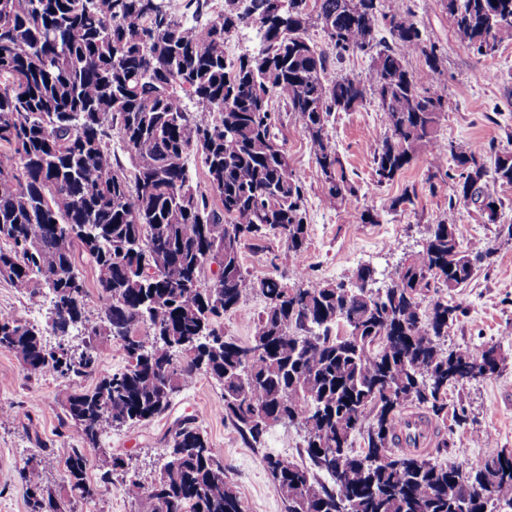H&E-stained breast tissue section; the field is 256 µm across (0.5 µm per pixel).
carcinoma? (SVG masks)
<instances>
[{"mask_svg":"<svg viewBox=\"0 0 512 512\" xmlns=\"http://www.w3.org/2000/svg\"><path fill=\"white\" fill-rule=\"evenodd\" d=\"M440 2L477 55L512 41V0ZM184 10L174 13L166 0H0V277L51 296L53 335H87L85 349L62 362L43 332L0 314V350L30 375L69 379L62 422L81 443L65 461L70 490L89 499L88 449L114 428L165 413L202 373L222 386L224 418L249 447H262L280 422L304 430L309 464L263 457L288 512H512V456L495 467L488 458L442 466L395 447L407 407L439 417L456 376L487 365L494 374L505 361L495 345L479 358L442 348L458 306L428 299L434 288L452 293L466 284L487 254L464 249L455 225L441 222L382 289L372 288L369 267L346 288L254 279L241 264L244 245L270 232L294 257L307 244L302 180L274 133L275 101L300 119L330 206L358 189L331 142L329 118L369 96L387 125L373 156L379 186L420 153L439 173L449 154L457 200L498 224L504 204L495 186L512 185V150L496 153L490 168L485 152L438 140L445 95L421 87L404 65V53L419 51L433 69L437 49L404 0L384 12L377 0H250L243 10L224 0L218 11L212 0H185ZM243 25L257 29L260 47L231 61L225 44ZM381 26L389 39H376ZM314 27L336 61L371 56L369 76L331 75ZM114 135L129 168L112 151ZM191 154L204 169V191L190 181ZM80 256L94 266L102 303L92 323ZM252 294L266 307L249 342H217L224 314ZM99 338L120 344L127 365L87 387L81 381L97 374ZM357 433L366 447L356 453ZM168 444L178 468L122 483L127 497L145 500L147 512H244L194 420L170 432ZM381 448L389 461L371 462ZM126 467L121 457L103 459L100 481ZM21 478L29 512H61L35 458ZM462 481L484 494L461 504Z\"/></svg>","mask_w":512,"mask_h":512,"instance_id":"obj_1","label":"carcinoma"}]
</instances>
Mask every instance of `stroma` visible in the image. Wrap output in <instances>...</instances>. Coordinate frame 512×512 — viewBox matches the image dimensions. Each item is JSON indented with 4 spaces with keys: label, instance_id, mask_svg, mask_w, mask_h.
<instances>
[{
    "label": "stroma",
    "instance_id": "1",
    "mask_svg": "<svg viewBox=\"0 0 512 512\" xmlns=\"http://www.w3.org/2000/svg\"><path fill=\"white\" fill-rule=\"evenodd\" d=\"M415 19L428 42L438 49L440 63L429 68L419 53L407 54L406 68L427 87L446 90L448 109L442 121V142L482 149H512V41L495 56L476 55L455 34L440 0H409ZM276 131L284 139L291 166L304 185V208L309 224L308 247L301 257L289 256L281 236L271 235L259 246L245 247L242 263L254 278L274 277L292 283L295 271L310 280L349 281L357 268L370 267L377 287H385L405 258L420 251L433 224H455L463 247L489 251L468 283L448 297L463 313L448 328L442 342L447 350L480 354L497 344L506 361L493 376L477 378L449 388L448 409L434 426L447 438L448 452L436 456L441 465H464L512 450V240L499 234L500 224H512V186L498 187L504 202L500 224L486 223L474 204L449 205L454 183L445 173L432 174L430 160L418 156L394 182L379 186L373 177V152L386 134L383 112L366 100L351 112L334 113L328 125L357 199L328 207L322 202L320 170L310 152L298 119L274 103ZM415 191L413 203L394 206L404 190ZM376 213L373 224L362 223L363 210ZM261 296L244 299L226 313L225 336L244 342L252 336L264 310ZM50 299L32 297L0 278V313L21 317L45 327ZM69 389L65 379L27 374L11 354L0 351V512H28L21 471L27 457L38 453L46 487L63 512H141L142 503L122 492L124 473L111 483L98 479L102 454L124 458L130 469L157 470L167 453V440L175 422L196 419L212 448L224 461V479L242 500L246 512H287L263 463L264 453L300 461L303 433L291 425L272 428L264 448H251L236 427L225 419L220 385L206 375L180 391L170 409L141 424L112 430L101 439L100 451L90 454L88 481L92 498L73 495L65 481V459L77 442L71 427L62 425V404Z\"/></svg>",
    "mask_w": 512,
    "mask_h": 512
}]
</instances>
